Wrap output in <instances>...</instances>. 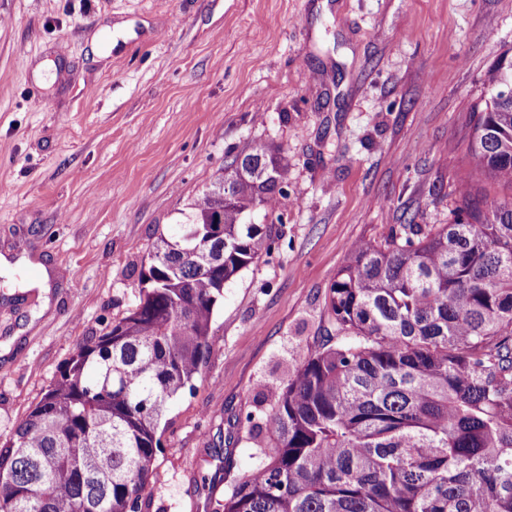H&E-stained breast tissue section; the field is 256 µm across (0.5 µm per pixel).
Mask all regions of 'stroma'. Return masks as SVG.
<instances>
[{"label": "stroma", "instance_id": "stroma-1", "mask_svg": "<svg viewBox=\"0 0 512 512\" xmlns=\"http://www.w3.org/2000/svg\"><path fill=\"white\" fill-rule=\"evenodd\" d=\"M508 47L512 0H0V442L263 143L288 166L278 247L225 284L138 508L211 512L258 464L349 247L449 223L461 177L485 185L471 112Z\"/></svg>", "mask_w": 512, "mask_h": 512}]
</instances>
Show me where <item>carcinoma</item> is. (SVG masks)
Segmentation results:
<instances>
[{"mask_svg": "<svg viewBox=\"0 0 512 512\" xmlns=\"http://www.w3.org/2000/svg\"><path fill=\"white\" fill-rule=\"evenodd\" d=\"M506 83L512 47L486 74L468 160L512 190ZM286 176L252 146L157 238L133 309L79 344L0 445V512H134L161 416L210 354L222 284L275 249L251 216L283 223ZM453 213L348 253L326 297L334 332L266 414L265 461L212 512H512V195L480 201L464 178Z\"/></svg>", "mask_w": 512, "mask_h": 512, "instance_id": "carcinoma-1", "label": "carcinoma"}]
</instances>
